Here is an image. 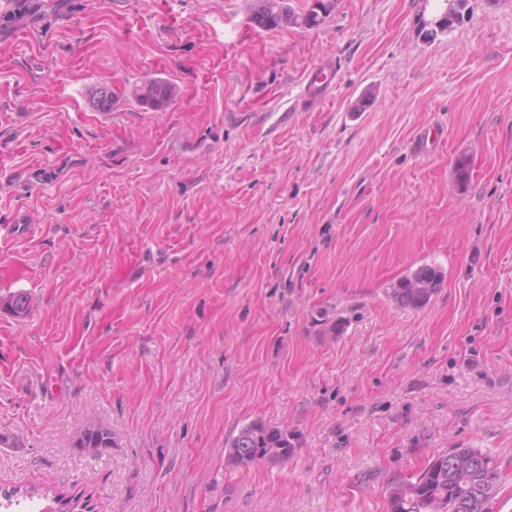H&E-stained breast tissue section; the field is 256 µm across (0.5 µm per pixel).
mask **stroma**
Wrapping results in <instances>:
<instances>
[{
    "mask_svg": "<svg viewBox=\"0 0 512 512\" xmlns=\"http://www.w3.org/2000/svg\"><path fill=\"white\" fill-rule=\"evenodd\" d=\"M43 3L0 42V225L34 227L0 235V297L30 304L0 306V487L91 512H388L391 483L479 448L501 464L488 512H512V0H466L433 40L434 0L276 29L251 0ZM157 77L180 89L160 110L129 93ZM424 264L439 292L400 306ZM254 420L293 455L227 466ZM91 422L112 433L95 456L73 445ZM444 278V272L438 267L419 266L392 284L391 297L404 307L422 309L437 293Z\"/></svg>",
    "mask_w": 512,
    "mask_h": 512,
    "instance_id": "stroma-1",
    "label": "stroma"
}]
</instances>
